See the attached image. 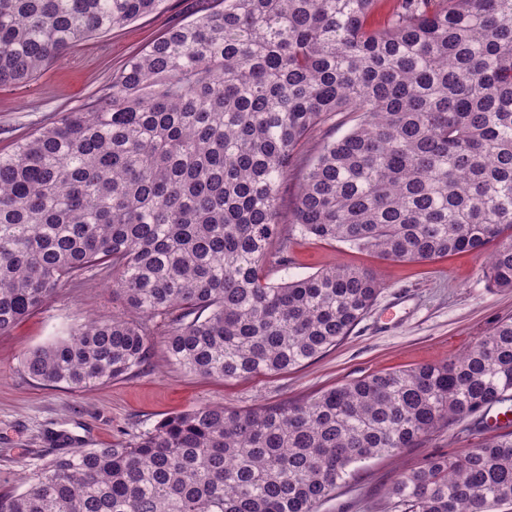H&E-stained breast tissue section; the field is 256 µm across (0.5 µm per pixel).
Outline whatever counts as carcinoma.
<instances>
[{
    "label": "carcinoma",
    "mask_w": 512,
    "mask_h": 512,
    "mask_svg": "<svg viewBox=\"0 0 512 512\" xmlns=\"http://www.w3.org/2000/svg\"><path fill=\"white\" fill-rule=\"evenodd\" d=\"M112 75L90 103L0 153V335L90 271L127 316L29 349L27 375L90 390L148 360L224 381L297 369L351 335L381 282L288 266L299 236L425 262L489 243L512 290V0H214ZM166 0H0V86ZM350 124L301 149L312 134ZM512 409V317L439 364L382 371L306 399L201 405L128 442L41 464L0 512H318L351 467L440 426ZM395 512L512 505V432L433 455L388 489Z\"/></svg>",
    "instance_id": "obj_1"
}]
</instances>
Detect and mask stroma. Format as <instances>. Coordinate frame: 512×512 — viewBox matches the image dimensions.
Returning <instances> with one entry per match:
<instances>
[{
  "instance_id": "obj_1",
  "label": "stroma",
  "mask_w": 512,
  "mask_h": 512,
  "mask_svg": "<svg viewBox=\"0 0 512 512\" xmlns=\"http://www.w3.org/2000/svg\"><path fill=\"white\" fill-rule=\"evenodd\" d=\"M209 0H167L166 9L73 47L35 80L0 88V150L22 135L82 106L133 56L166 31L200 16ZM346 264L373 272L383 288L371 311L340 345L293 371L231 382L189 374L169 364L164 326L155 321L148 363L133 376L88 391L46 386L21 365L26 350L63 335L89 317L125 309L106 275H93L61 289L8 334L0 335V493L22 489L20 475L33 472L58 452L103 448L128 441L166 416L202 404L245 410L298 400L374 372L434 364L473 345L494 324L512 316V291L490 287L485 256L461 252L431 262H399L347 244L292 236L288 266L272 280L302 278ZM489 431L469 421L440 428L397 457L359 463L320 512H388L387 488L398 472L423 465L432 454L455 456Z\"/></svg>"
}]
</instances>
